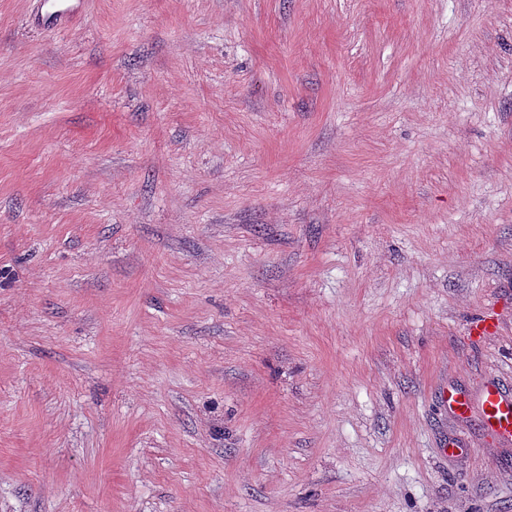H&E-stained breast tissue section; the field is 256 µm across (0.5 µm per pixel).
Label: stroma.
<instances>
[{
    "mask_svg": "<svg viewBox=\"0 0 512 512\" xmlns=\"http://www.w3.org/2000/svg\"><path fill=\"white\" fill-rule=\"evenodd\" d=\"M73 4L0 0V512H512V0ZM480 414L486 430L504 439L512 438V393L504 385L486 386L480 399ZM443 401L448 406V412L455 415H467L472 410V401L468 393L461 389L448 388L443 394Z\"/></svg>",
    "mask_w": 512,
    "mask_h": 512,
    "instance_id": "35a3bbf8",
    "label": "stroma"
}]
</instances>
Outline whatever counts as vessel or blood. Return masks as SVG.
<instances>
[{
  "label": "vessel or blood",
  "mask_w": 512,
  "mask_h": 512,
  "mask_svg": "<svg viewBox=\"0 0 512 512\" xmlns=\"http://www.w3.org/2000/svg\"><path fill=\"white\" fill-rule=\"evenodd\" d=\"M443 401L450 413L469 414L472 408H479L482 424L491 433L512 438V392L503 385L492 383L484 389L479 403H472L466 391L451 388L444 392Z\"/></svg>",
  "instance_id": "b4317fda"
}]
</instances>
